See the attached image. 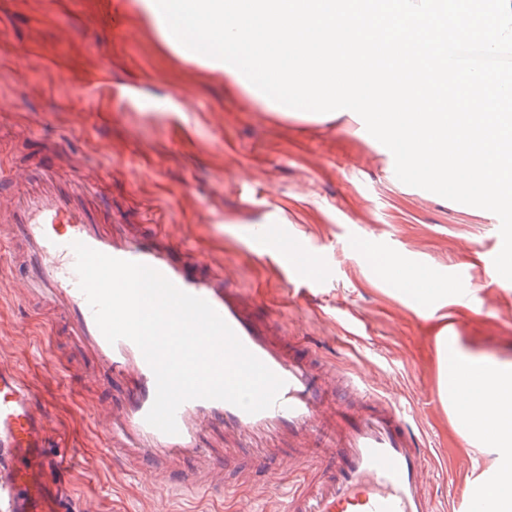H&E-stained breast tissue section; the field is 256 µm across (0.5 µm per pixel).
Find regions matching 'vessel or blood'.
Instances as JSON below:
<instances>
[{"instance_id": "1", "label": "vessel or blood", "mask_w": 512, "mask_h": 512, "mask_svg": "<svg viewBox=\"0 0 512 512\" xmlns=\"http://www.w3.org/2000/svg\"><path fill=\"white\" fill-rule=\"evenodd\" d=\"M75 176L62 183L60 168ZM97 179L64 156L32 182L0 177V244L7 274L52 331L90 358L86 376L107 385L110 400L94 413L113 475L144 476L148 489L186 488L209 500L235 485L265 486L288 469V493L277 512H438L428 486L423 430L399 403L370 394L362 377L330 374L309 345L261 318L243 290L230 287L223 264L173 248L168 237L112 223L92 207ZM146 264L180 289L207 300L243 344L285 385L271 408L249 414L216 400L183 403L179 432L165 434L145 416L155 376L130 340L108 343L78 287L72 242ZM52 431L47 409L12 365L0 362V512H48L54 491L42 452ZM329 436L323 457L309 455L314 433Z\"/></svg>"}]
</instances>
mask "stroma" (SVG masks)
Here are the masks:
<instances>
[{"label": "stroma", "instance_id": "1", "mask_svg": "<svg viewBox=\"0 0 512 512\" xmlns=\"http://www.w3.org/2000/svg\"><path fill=\"white\" fill-rule=\"evenodd\" d=\"M64 154L102 173L97 198L116 224H148L224 264L233 284L317 355L365 373L375 395L406 404L429 437V483L463 495L483 461L454 431L436 380L447 330L487 357L512 358V281L488 288L478 251L496 226L483 211L400 182L383 147L346 118L259 111L177 58L135 0H0V168L22 177ZM447 285L417 315L416 291ZM50 411L45 456L65 460L62 504L80 512H176L187 497H148L112 477L90 413L103 387L87 361L13 289L0 290V360Z\"/></svg>", "mask_w": 512, "mask_h": 512}]
</instances>
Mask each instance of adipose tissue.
Masks as SVG:
<instances>
[{
	"instance_id": "obj_1",
	"label": "adipose tissue",
	"mask_w": 512,
	"mask_h": 512,
	"mask_svg": "<svg viewBox=\"0 0 512 512\" xmlns=\"http://www.w3.org/2000/svg\"><path fill=\"white\" fill-rule=\"evenodd\" d=\"M448 339H437L438 385L451 392L450 421L460 433L471 435L473 447L489 456L493 475L480 485L482 499L493 501L496 512H512V485L502 480L512 470V363L487 362L466 350H457L456 372H449ZM487 435L477 439L474 426Z\"/></svg>"
}]
</instances>
